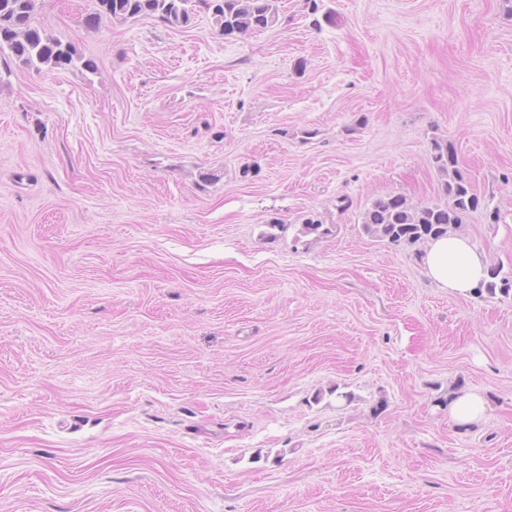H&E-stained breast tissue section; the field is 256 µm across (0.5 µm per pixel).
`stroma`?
<instances>
[{
  "instance_id": "obj_1",
  "label": "stroma",
  "mask_w": 512,
  "mask_h": 512,
  "mask_svg": "<svg viewBox=\"0 0 512 512\" xmlns=\"http://www.w3.org/2000/svg\"><path fill=\"white\" fill-rule=\"evenodd\" d=\"M278 6L37 0L95 70L0 63V512H512V294L362 226L445 139L512 276V0ZM278 0H97V11L87 15L86 27L103 17L127 20L153 17L171 27L187 24L194 12H204L227 38H243L278 22ZM198 8V10H197ZM487 401L483 394L472 389H460L448 397V423L468 428L486 418Z\"/></svg>"
}]
</instances>
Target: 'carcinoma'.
I'll use <instances>...</instances> for the list:
<instances>
[{"instance_id": "cac0c4a2", "label": "carcinoma", "mask_w": 512, "mask_h": 512, "mask_svg": "<svg viewBox=\"0 0 512 512\" xmlns=\"http://www.w3.org/2000/svg\"><path fill=\"white\" fill-rule=\"evenodd\" d=\"M37 0H0V56L25 67L43 65L66 68L79 60L93 71L96 64L82 59L70 43L64 44L44 27L33 24ZM97 11L87 15L83 24L90 28L102 18L127 20L153 17L171 27L189 22L196 11L209 15L226 38H243L266 30L278 22L277 0H97ZM432 159L441 175L447 177L443 191L445 205L412 207L401 195L376 199L363 216L366 233L395 245L413 246L447 235L451 227L463 223L467 214L479 207V197L457 169L455 149L446 140H433ZM500 270L489 268V292L512 290V278L499 277ZM501 278V284L494 282Z\"/></svg>"}]
</instances>
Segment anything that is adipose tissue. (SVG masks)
<instances>
[{"label": "adipose tissue", "instance_id": "ef3b65f1", "mask_svg": "<svg viewBox=\"0 0 512 512\" xmlns=\"http://www.w3.org/2000/svg\"><path fill=\"white\" fill-rule=\"evenodd\" d=\"M422 265L437 287L461 295L477 288L487 277L483 256L473 250L465 237L456 234L430 241ZM486 410L484 395L471 389L459 390L448 399V421L459 428L482 423Z\"/></svg>", "mask_w": 512, "mask_h": 512}]
</instances>
